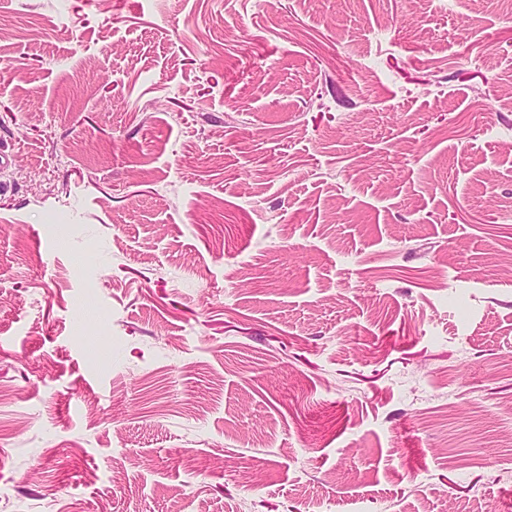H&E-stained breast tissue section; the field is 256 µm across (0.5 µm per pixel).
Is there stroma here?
<instances>
[{"mask_svg": "<svg viewBox=\"0 0 512 512\" xmlns=\"http://www.w3.org/2000/svg\"><path fill=\"white\" fill-rule=\"evenodd\" d=\"M0 512H512V0H0Z\"/></svg>", "mask_w": 512, "mask_h": 512, "instance_id": "35a3bbf8", "label": "stroma"}]
</instances>
